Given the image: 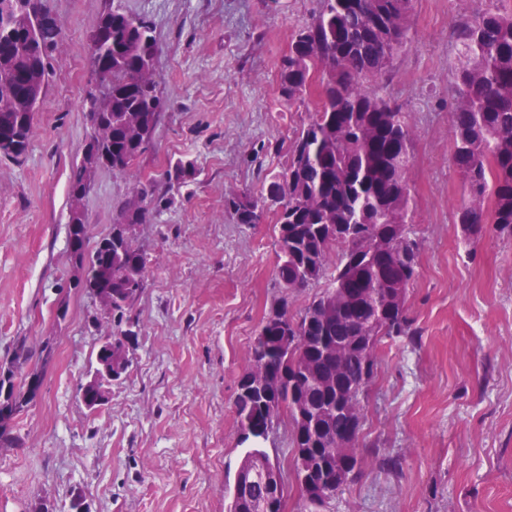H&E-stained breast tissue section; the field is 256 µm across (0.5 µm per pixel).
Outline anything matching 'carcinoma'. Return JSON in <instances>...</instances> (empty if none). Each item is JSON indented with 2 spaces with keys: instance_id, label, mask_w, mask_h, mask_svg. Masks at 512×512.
Listing matches in <instances>:
<instances>
[{
  "instance_id": "1",
  "label": "carcinoma",
  "mask_w": 512,
  "mask_h": 512,
  "mask_svg": "<svg viewBox=\"0 0 512 512\" xmlns=\"http://www.w3.org/2000/svg\"><path fill=\"white\" fill-rule=\"evenodd\" d=\"M411 0H317L279 66L278 91L292 106L316 91L311 120L287 145L284 173L266 192L228 194L224 206L234 223L257 224L274 210L278 228V280L285 292H299L327 279L324 289L297 315L288 298L275 308L282 324L265 322L255 337L248 366L239 377L266 370L279 378L267 395L236 400L242 442L251 443L241 462L268 457L265 414L278 407L292 426L291 448L298 489L310 488L307 503H323L360 474L361 395L377 375V350L385 337L415 335L405 301L418 268V242L411 223L414 199L410 113L389 98V67L411 42ZM96 28L112 36V52L97 60L108 74L93 72L95 92L87 112L105 97L112 111L95 130L109 160L102 167L124 174L152 145L163 101L152 78L158 42L151 24L114 7ZM61 30L41 0H0V154H25L34 115L48 81L49 50ZM452 36L457 62L448 69L455 99L448 112L452 162L462 195L455 223L469 236L512 234V13L491 5L458 21ZM136 116L144 129L127 133ZM90 174L84 162L72 167L68 194L84 190ZM164 197L144 192L126 202L112 224V244L89 247L83 214L68 219L67 250L85 263L79 286L93 293L110 288L115 312L129 294L146 288L147 259L125 241V225L148 224ZM388 236L389 254L368 256L366 239ZM332 272H327L331 255ZM287 327L298 337L280 351L271 337ZM25 348L16 350L14 371L0 378V393L26 381ZM267 475L255 473L245 492L248 512H268Z\"/></svg>"
}]
</instances>
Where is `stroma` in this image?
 Wrapping results in <instances>:
<instances>
[{"label":"stroma","instance_id":"35a3bbf8","mask_svg":"<svg viewBox=\"0 0 512 512\" xmlns=\"http://www.w3.org/2000/svg\"><path fill=\"white\" fill-rule=\"evenodd\" d=\"M62 37L25 155L0 156V358L17 343L44 372L37 402L0 450V512L41 499L67 512L82 491L92 512H225L243 448L233 401L251 344L280 300L299 313L320 293L285 294L275 279L273 215L232 223L229 191L260 194L287 162L286 144L317 98L287 106L278 71L316 0H45ZM484 0H414L412 41L393 63L389 97L412 112L420 248L406 305L418 334L383 339L364 393L361 475L322 506L289 488L285 512H512V236L472 237L455 224L448 68L454 23ZM152 25L165 108L153 147L122 175L99 170L83 201L90 243L124 202L164 188L182 161L194 174L170 191L135 246L147 284L123 314L100 318L67 252L70 168L91 130L85 45L112 6ZM133 329L125 378L90 412L80 385L100 337ZM52 342L51 354L42 351ZM395 459L380 468L377 456Z\"/></svg>","mask_w":512,"mask_h":512}]
</instances>
